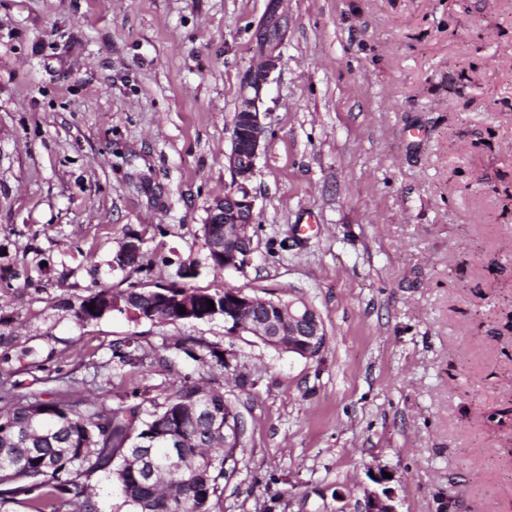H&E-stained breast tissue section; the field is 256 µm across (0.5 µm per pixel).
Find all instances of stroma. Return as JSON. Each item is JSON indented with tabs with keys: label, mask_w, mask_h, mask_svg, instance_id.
<instances>
[{
	"label": "stroma",
	"mask_w": 512,
	"mask_h": 512,
	"mask_svg": "<svg viewBox=\"0 0 512 512\" xmlns=\"http://www.w3.org/2000/svg\"><path fill=\"white\" fill-rule=\"evenodd\" d=\"M273 26L253 261L217 270L200 227ZM177 283L303 299L326 345L74 313ZM127 336L233 349L258 384L113 371ZM187 376L247 423L223 512H357L378 470L398 512H512V0H0V379L116 405ZM112 291L108 288H101L97 292L91 293L88 297L81 300L78 308L75 309V316L82 322H90L99 319L104 314L112 312V306L108 301L112 299ZM87 304L95 305L93 311H90Z\"/></svg>",
	"instance_id": "stroma-1"
}]
</instances>
